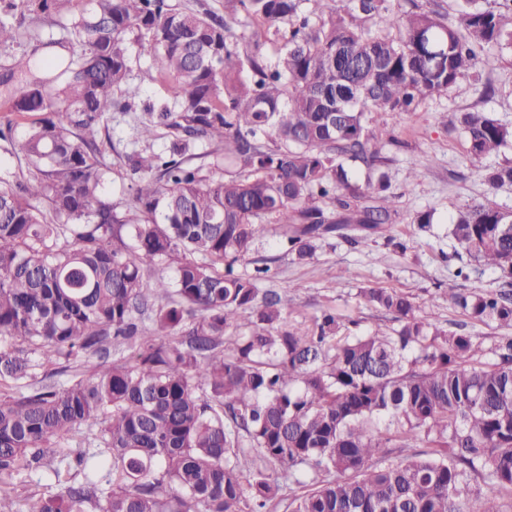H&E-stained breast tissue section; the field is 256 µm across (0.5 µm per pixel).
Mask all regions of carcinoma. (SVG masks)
<instances>
[{"label":"carcinoma","instance_id":"obj_1","mask_svg":"<svg viewBox=\"0 0 512 512\" xmlns=\"http://www.w3.org/2000/svg\"><path fill=\"white\" fill-rule=\"evenodd\" d=\"M22 0L0 12V48L19 43L25 13L49 9L65 36L40 67L12 56L0 81L9 111L34 115L0 140L36 175L0 179V482L48 470L58 492L0 512H502L512 496V336L484 361L474 337L419 312L401 291L365 288L364 306L395 328L351 334L323 311L288 330V291L233 274L280 224L294 260L311 261L336 235L367 242L398 216L381 165L385 114L414 112L478 66L485 47L512 48V0L485 9L437 0L404 17L390 0H331L313 21L305 0H224V17L169 0ZM255 43L274 42V69L230 43L239 14ZM396 28L397 37L371 28ZM136 32L174 107L149 112L138 137L162 127V153L132 151L133 205L105 192L96 135L114 91L137 98L126 40ZM251 80L241 77L243 62ZM451 130L479 162L512 144V126L460 112ZM212 146L208 169L184 156ZM512 186V163L487 170ZM45 202L54 222L41 219ZM475 264L512 278V210L494 200L449 217ZM173 269L168 276L165 269ZM442 297L472 321L512 328V295L455 282ZM133 340L130 357L112 347ZM89 353L88 378L37 379L43 361ZM80 437L85 450L56 451ZM420 451L408 454V448Z\"/></svg>","mask_w":512,"mask_h":512}]
</instances>
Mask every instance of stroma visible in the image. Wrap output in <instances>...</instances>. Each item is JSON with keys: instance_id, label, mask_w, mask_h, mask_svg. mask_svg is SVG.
Wrapping results in <instances>:
<instances>
[{"instance_id": "1", "label": "stroma", "mask_w": 512, "mask_h": 512, "mask_svg": "<svg viewBox=\"0 0 512 512\" xmlns=\"http://www.w3.org/2000/svg\"><path fill=\"white\" fill-rule=\"evenodd\" d=\"M126 47L130 77L141 84L142 94L131 102L128 111L113 113L98 139L109 167L106 192L121 213L132 201L133 180L126 155L132 148L133 128L145 112L160 109L169 101L164 87L148 77L154 68L152 57L141 50L136 39H128ZM488 52L501 58L494 69H480L459 79L404 119L385 117L388 132L397 139L384 149L390 159L391 189L399 197L396 224L374 234L365 245L328 238L314 259L305 264L292 260L276 224H267L253 255L273 261L274 276L262 281V288L289 291L294 302L288 315L290 328L307 329L313 316L324 309L335 311L354 333L387 325V318L364 307L360 298L362 289L379 287L412 295L421 314L432 316L450 330L473 336L483 351H490L505 336V329L473 322L437 297L439 289L447 287L460 269L468 275L463 282L466 288L512 289L498 272L459 258L448 236V217L461 206L491 195L502 207L512 209V186L490 191L481 165L470 162L463 138L449 129L454 113L472 108L512 124V50L503 52L492 46ZM428 210L434 211L435 222L430 230L423 231L412 219Z\"/></svg>"}]
</instances>
